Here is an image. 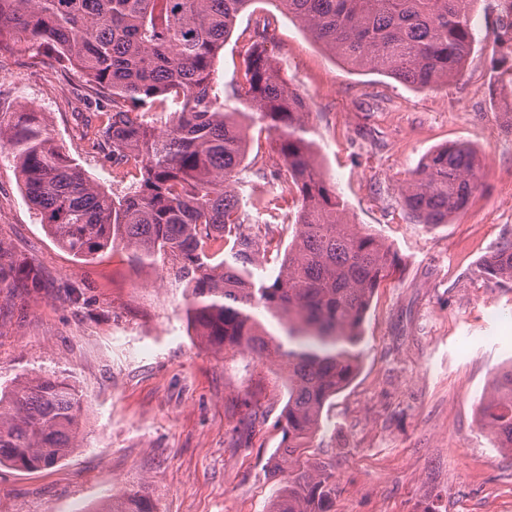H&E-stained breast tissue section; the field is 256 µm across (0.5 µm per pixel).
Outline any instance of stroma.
<instances>
[{"label":"stroma","mask_w":512,"mask_h":512,"mask_svg":"<svg viewBox=\"0 0 512 512\" xmlns=\"http://www.w3.org/2000/svg\"><path fill=\"white\" fill-rule=\"evenodd\" d=\"M496 15V0H476L477 44L445 87L353 69L266 0L239 16L217 64L215 92L226 98L256 23L270 20L269 53L312 103L325 179L397 258L364 319L361 369L325 405L311 450L336 477L333 512H512V451L479 427L491 375L512 360V281L479 271L512 236V134L490 64ZM96 98L52 52H0V113L26 100L62 153L118 195L124 183L78 119ZM452 143L483 156V186L448 223H417L399 188ZM245 163L248 193L268 196L279 159L266 133L253 134ZM0 247L25 257L43 283L37 292L0 284V385L52 374L86 400L79 448L65 461L32 474L0 467V512H87L135 491L157 512H267L287 401L277 364L203 344L185 285L163 264L135 269L119 251L79 263L46 233L5 152Z\"/></svg>","instance_id":"obj_1"}]
</instances>
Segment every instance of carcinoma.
Segmentation results:
<instances>
[{
  "label": "carcinoma",
  "instance_id": "obj_1",
  "mask_svg": "<svg viewBox=\"0 0 512 512\" xmlns=\"http://www.w3.org/2000/svg\"><path fill=\"white\" fill-rule=\"evenodd\" d=\"M299 20L345 62L431 89L456 80L475 42L474 0H266ZM492 69L512 132V0H497ZM254 0H0V50L51 49L109 101L83 130L91 146L126 167L115 197L86 179L53 145L38 112L0 114L25 196L54 241L90 262L121 250L133 267L167 260L188 286L187 313L206 344L270 359L286 373L282 447L270 459L285 475L268 512H332L334 474L307 449L328 401L355 377L361 325L395 257L381 237L354 223L324 178L310 137L307 98L281 75L266 48L269 19L244 50L233 103L212 92L216 64L241 12ZM155 113L153 123L132 116ZM280 160L274 197L244 195L242 167L255 127ZM484 162L466 144L427 155L401 188L419 224H446L482 187ZM295 208L287 246L244 231L250 210L267 219ZM278 272L262 276L267 255ZM480 272L512 280V238ZM42 288L26 261L9 256L0 276ZM83 395L65 378L38 376L0 388V465L35 473L78 448ZM479 424L493 447L512 451V365L497 370ZM91 512H156L151 498L108 496Z\"/></svg>",
  "mask_w": 512,
  "mask_h": 512
}]
</instances>
